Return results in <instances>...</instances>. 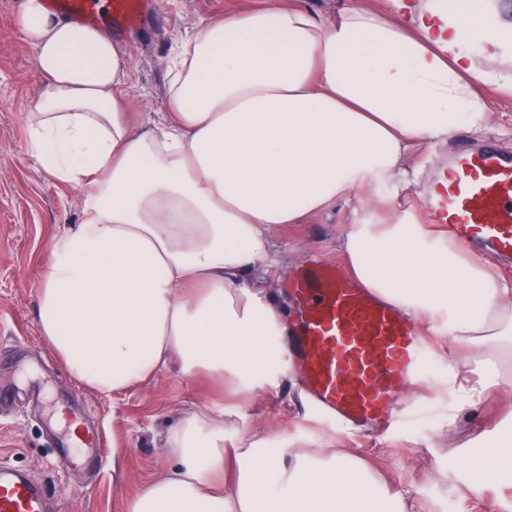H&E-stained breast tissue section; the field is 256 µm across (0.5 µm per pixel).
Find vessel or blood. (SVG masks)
<instances>
[{"mask_svg": "<svg viewBox=\"0 0 512 512\" xmlns=\"http://www.w3.org/2000/svg\"><path fill=\"white\" fill-rule=\"evenodd\" d=\"M68 19L107 29L137 27L148 0H42ZM428 216L447 224L479 255L512 261V153L495 144L459 145L426 190ZM293 298V365L314 404L352 428L385 427L402 387L421 380L432 336L329 260L315 256L288 283ZM0 512H54L52 499L22 471L0 466Z\"/></svg>", "mask_w": 512, "mask_h": 512, "instance_id": "vessel-or-blood-1", "label": "vessel or blood"}]
</instances>
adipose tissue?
Masks as SVG:
<instances>
[{"mask_svg":"<svg viewBox=\"0 0 512 512\" xmlns=\"http://www.w3.org/2000/svg\"><path fill=\"white\" fill-rule=\"evenodd\" d=\"M459 0H396L323 20L285 0L202 26L169 73L167 112L132 126L129 60L104 30L23 0L15 24L43 91L29 154L82 192L53 239L38 329L84 386L119 394L178 365L255 391L289 369L288 330L266 292L269 233L354 194L398 190L408 154L480 127L489 105L468 42L512 41V22L466 34ZM353 276L405 315L442 323L492 376L451 366L452 408L510 387L512 280L404 212L350 225ZM224 414L193 413L166 438L173 466L125 512H407L406 495L351 454L287 455L240 439L224 462Z\"/></svg>","mask_w":512,"mask_h":512,"instance_id":"ef3b65f1","label":"adipose tissue"}]
</instances>
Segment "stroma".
Wrapping results in <instances>:
<instances>
[{"instance_id":"35a3bbf8","label":"stroma","mask_w":512,"mask_h":512,"mask_svg":"<svg viewBox=\"0 0 512 512\" xmlns=\"http://www.w3.org/2000/svg\"><path fill=\"white\" fill-rule=\"evenodd\" d=\"M140 29L119 36L130 62L125 89L135 125L165 111L172 59L202 25L251 10L266 0H150ZM21 0H0V387L16 401L0 413V466L26 470L49 494L59 512H124L126 501L166 471L172 459L165 431L192 412L238 407L234 434H261L268 446L288 452H350L364 459L390 491L405 492L409 512H442L454 499L457 512H512V488L487 480L466 465L488 448L496 429L512 428V411L497 392L456 416L448 414V365L456 353L443 326L433 332L434 354L423 388L405 390L407 413L386 436L347 434L321 421L295 373L265 392L235 394L210 377L178 368L118 395L102 394L77 382L43 342L37 326L39 289L53 237L77 223L78 191L50 179L27 152L24 115L43 82L34 51L14 25ZM490 112L481 129L462 127L442 147H425L406 164L408 186L399 208L421 215L425 189L441 173L459 142L481 146L494 138L512 151V98L493 85L482 88ZM360 195L301 224L278 225L271 249L281 266L296 272L310 255L337 260L336 237L360 214ZM106 438L101 460L85 465L60 461V441L72 424Z\"/></svg>"}]
</instances>
